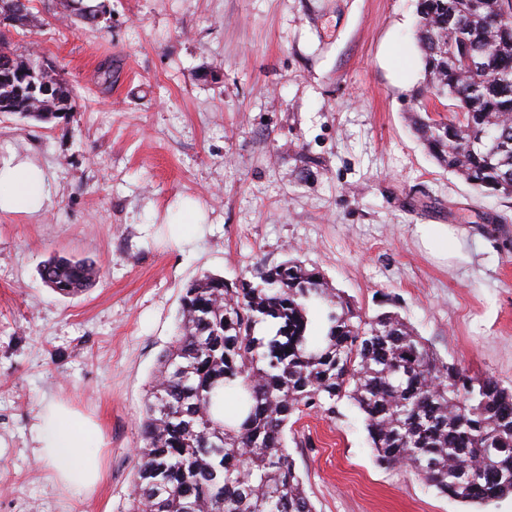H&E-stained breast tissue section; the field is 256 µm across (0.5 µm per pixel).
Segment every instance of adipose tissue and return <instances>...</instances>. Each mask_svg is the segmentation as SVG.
Returning a JSON list of instances; mask_svg holds the SVG:
<instances>
[{"label": "adipose tissue", "mask_w": 512, "mask_h": 512, "mask_svg": "<svg viewBox=\"0 0 512 512\" xmlns=\"http://www.w3.org/2000/svg\"><path fill=\"white\" fill-rule=\"evenodd\" d=\"M51 198L46 171L37 163L10 159L0 163V213L39 214ZM90 420L61 404L45 408L37 422V448L58 482L90 497L103 477L100 457L88 455L85 443L98 433Z\"/></svg>", "instance_id": "adipose-tissue-1"}]
</instances>
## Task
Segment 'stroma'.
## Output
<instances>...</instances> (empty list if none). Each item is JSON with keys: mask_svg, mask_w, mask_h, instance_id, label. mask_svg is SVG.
Here are the masks:
<instances>
[{"mask_svg": "<svg viewBox=\"0 0 512 512\" xmlns=\"http://www.w3.org/2000/svg\"><path fill=\"white\" fill-rule=\"evenodd\" d=\"M33 0L12 35L74 89L49 122L0 113V158L47 171L41 214H0V512H128L139 420L202 274L251 279L295 258L366 317L391 311L444 361L512 388V199L439 166L411 123L424 77L416 0ZM198 200L207 231L180 251L166 218ZM450 226L465 260L416 232ZM94 262L76 296L51 257ZM62 401L97 422L105 478L78 501L37 455ZM288 453L316 512H512L441 496L373 461L362 414H305ZM40 274L43 282L53 291L63 296H73L93 285L98 270L88 260L52 257L44 262Z\"/></svg>", "mask_w": 512, "mask_h": 512, "instance_id": "obj_1", "label": "stroma"}]
</instances>
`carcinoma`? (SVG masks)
<instances>
[{
    "mask_svg": "<svg viewBox=\"0 0 512 512\" xmlns=\"http://www.w3.org/2000/svg\"><path fill=\"white\" fill-rule=\"evenodd\" d=\"M426 80L416 132L433 158L474 187L512 199V0H417ZM21 61L0 31V57ZM56 86L53 107L71 109ZM448 102L438 122L425 103ZM43 282L90 288L94 263L52 257ZM236 395L240 419L224 422ZM355 402L376 462L406 467L439 493L490 505L512 495V389L439 358L395 312L366 320L295 260L257 263L231 287L203 274L181 296L139 434L132 512H316L287 450L307 410Z\"/></svg>",
    "mask_w": 512,
    "mask_h": 512,
    "instance_id": "1",
    "label": "carcinoma"
}]
</instances>
